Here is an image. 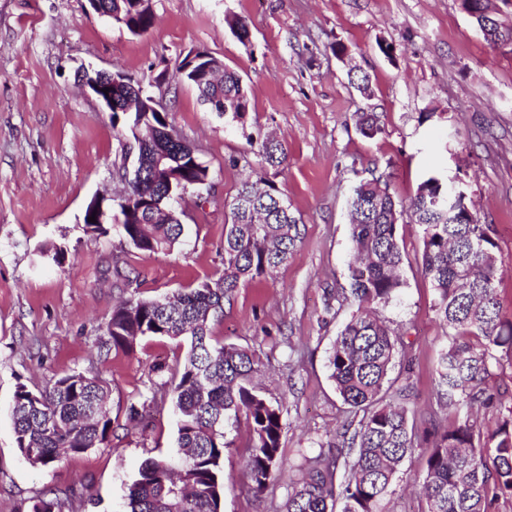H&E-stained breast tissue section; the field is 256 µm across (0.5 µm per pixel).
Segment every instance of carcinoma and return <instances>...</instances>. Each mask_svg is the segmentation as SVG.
<instances>
[{
    "label": "carcinoma",
    "mask_w": 512,
    "mask_h": 512,
    "mask_svg": "<svg viewBox=\"0 0 512 512\" xmlns=\"http://www.w3.org/2000/svg\"><path fill=\"white\" fill-rule=\"evenodd\" d=\"M117 12L134 35L154 25L151 7L142 0H101ZM493 47L512 41V26L487 20L489 3L461 0ZM193 85L200 99L220 115L241 121L250 101L241 77L224 70ZM142 90L130 83L113 91L117 119L131 95ZM146 121L158 130L136 147L137 165L128 179L127 205L120 231L137 251H169L179 242L183 225L163 212L168 185L150 177L155 156L165 155L180 170L185 184L208 178V168L191 157L193 145L171 137L168 113L152 112ZM360 133L381 132L379 117H357ZM265 167L279 168L288 159L285 147L269 139L250 142ZM448 187L435 175L421 182L408 207L400 206L383 177L362 180L352 191L349 208L354 251L347 270L344 299L357 307L331 347L328 368L342 403L363 412L357 426L336 433L333 456L322 453L304 467L285 470L281 460V408L253 385L260 362L246 348L226 344L211 334V324L224 314L240 284L266 278L288 262L300 239L299 224L288 199L274 185L260 189L246 179L228 205L224 225L223 265L208 278L158 299L130 298L112 309L101 347L133 350L144 337H162L188 344L184 359L159 365L158 386L171 395L177 417V447L192 453V463L176 472L168 458H149L129 488V512H220L224 494V451L234 446L228 428L245 423L249 443L243 467L250 491L258 496L288 478V512H381L380 504L398 477L415 441L408 411L392 400H407L412 387L392 377L402 343L378 317L377 309L394 300L404 286V255L399 227L404 212L421 229V271L435 291L434 310L440 324L452 331L441 349L436 382L448 406L465 410L462 420L429 428L423 474L422 512H491L501 500L512 503V409L487 430L472 409L486 407L501 392L487 386L496 353L512 355V320L502 317L495 280L499 271L492 228L472 212L454 209L445 200ZM108 387L96 376L68 373L53 384L31 391L17 387L11 417L18 450L34 454L28 462L47 467L64 455L84 452L109 441L112 417ZM154 399L130 403L127 419L148 428ZM344 467L333 480V468ZM57 497L43 496L31 512H60Z\"/></svg>",
    "instance_id": "cac0c4a2"
}]
</instances>
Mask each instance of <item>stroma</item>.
I'll return each mask as SVG.
<instances>
[{
	"instance_id": "obj_1",
	"label": "stroma",
	"mask_w": 512,
	"mask_h": 512,
	"mask_svg": "<svg viewBox=\"0 0 512 512\" xmlns=\"http://www.w3.org/2000/svg\"><path fill=\"white\" fill-rule=\"evenodd\" d=\"M155 26L141 35L93 14L87 0H0V512H29L55 491L63 512H128L142 461L176 452L170 397H158L149 429L125 424L126 408L146 392L158 363L185 347L141 340L134 352L100 353L112 308L123 298H154L195 285L222 264L226 203L241 181L265 177L283 192L302 238L271 277L237 289L212 334L250 350L254 379L280 405L286 466L300 468L334 439L353 413L328 377L330 345L356 308L344 301L352 251L347 199L360 180L384 176L409 201L438 174L463 187L470 210L493 225L503 272L497 293L512 316V53L493 49L460 0H151ZM245 19L241 43L228 22ZM393 47L385 57L380 44ZM203 50L242 77L250 96L243 121L219 116L175 65ZM124 72L167 110L208 168L202 193L176 203L183 224L173 250L142 254L116 224L97 235L83 216L95 198L111 199L120 172L132 168L134 140L76 81L81 65ZM370 77L361 94L348 76ZM376 113L381 134L356 124ZM271 134L288 150L279 169L261 168L249 137ZM405 282L398 301L379 309L399 331L395 371L413 387L416 425L458 419L434 383L438 350L449 344L421 273L418 225L403 223ZM135 267L137 283L120 271ZM72 372L109 390L114 423L99 447L28 464L16 448L11 407L18 385L45 388ZM224 453L221 512H288L289 490L274 482L261 497L245 487L246 424L230 432ZM425 445L414 448L384 512H421L413 482Z\"/></svg>"
}]
</instances>
